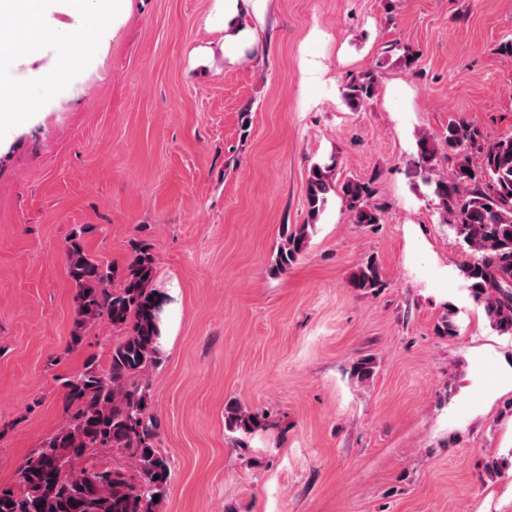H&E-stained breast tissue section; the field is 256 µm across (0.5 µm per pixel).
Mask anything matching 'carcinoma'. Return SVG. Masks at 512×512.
I'll return each mask as SVG.
<instances>
[{"mask_svg": "<svg viewBox=\"0 0 512 512\" xmlns=\"http://www.w3.org/2000/svg\"><path fill=\"white\" fill-rule=\"evenodd\" d=\"M374 72L351 78L342 89L353 112L374 97ZM444 145L449 170L440 169L437 144L417 133L416 176L427 188L441 223L448 225L463 252L458 269L471 296L483 304L490 325L512 335V136L489 141L476 126L451 118ZM374 180L337 179L336 162L314 164L308 173L304 224L287 228L271 266L283 273L306 252L310 231L332 197H340L354 224H378L380 208L372 203ZM155 259L148 244H132L122 272L104 265L78 240L67 247V273L74 286L76 316L72 343L81 331L105 318L126 336L112 348L108 368L94 358L63 383V412L69 423L46 439L19 467L20 485L0 487V512H153L154 497L163 496L169 463L156 448L157 425L149 415L154 366L162 339V307L153 288ZM121 276V285L112 279ZM349 284L365 294L383 286L376 260L364 259ZM375 372L371 357L356 360L351 376L362 383ZM225 425L249 434L259 414L238 406L225 410ZM92 450H112L134 468L77 471L74 464Z\"/></svg>", "mask_w": 512, "mask_h": 512, "instance_id": "obj_1", "label": "carcinoma"}]
</instances>
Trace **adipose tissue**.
<instances>
[{
    "instance_id": "adipose-tissue-1",
    "label": "adipose tissue",
    "mask_w": 512,
    "mask_h": 512,
    "mask_svg": "<svg viewBox=\"0 0 512 512\" xmlns=\"http://www.w3.org/2000/svg\"><path fill=\"white\" fill-rule=\"evenodd\" d=\"M47 0H0V61L32 53L42 41L52 38L46 26ZM260 9V0H224V54L236 56L248 38L242 17Z\"/></svg>"
}]
</instances>
